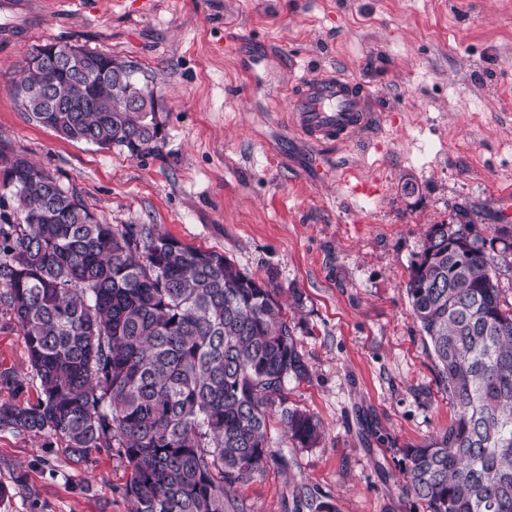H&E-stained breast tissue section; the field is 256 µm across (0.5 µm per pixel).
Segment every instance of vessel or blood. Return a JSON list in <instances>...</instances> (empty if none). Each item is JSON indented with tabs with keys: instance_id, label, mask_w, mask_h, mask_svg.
Masks as SVG:
<instances>
[{
	"instance_id": "1",
	"label": "vessel or blood",
	"mask_w": 512,
	"mask_h": 512,
	"mask_svg": "<svg viewBox=\"0 0 512 512\" xmlns=\"http://www.w3.org/2000/svg\"><path fill=\"white\" fill-rule=\"evenodd\" d=\"M287 101L290 127L315 146L351 141L375 118L367 89L338 71L299 78Z\"/></svg>"
}]
</instances>
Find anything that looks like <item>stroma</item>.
<instances>
[{
	"instance_id": "stroma-1",
	"label": "stroma",
	"mask_w": 512,
	"mask_h": 512,
	"mask_svg": "<svg viewBox=\"0 0 512 512\" xmlns=\"http://www.w3.org/2000/svg\"><path fill=\"white\" fill-rule=\"evenodd\" d=\"M0 156L22 154L108 224H154L272 281L307 367L283 397L325 435L275 455L226 512H428L402 493L400 450L454 416L407 283L431 224L456 208L512 221V0H40L0 8ZM139 68L163 100V140L139 158L66 140L10 90L46 41ZM270 64L259 82L249 61ZM339 70L378 105L356 141L306 143L284 88ZM40 398L24 338L0 306V405ZM114 450L76 462L61 439L0 429V512H131Z\"/></svg>"
}]
</instances>
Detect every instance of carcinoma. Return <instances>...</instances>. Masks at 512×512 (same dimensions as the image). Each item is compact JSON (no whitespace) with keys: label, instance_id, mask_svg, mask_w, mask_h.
Listing matches in <instances>:
<instances>
[{"label":"carcinoma","instance_id":"obj_1","mask_svg":"<svg viewBox=\"0 0 512 512\" xmlns=\"http://www.w3.org/2000/svg\"><path fill=\"white\" fill-rule=\"evenodd\" d=\"M47 42L11 87L58 135L132 157L159 148L155 91L132 64L69 58ZM17 224L0 227V305L24 336L42 397L0 405V429L57 437L76 460L115 448L132 468L133 512H224L272 456L270 412L307 367L278 289L154 224H105L74 190L17 154L0 160ZM457 209L411 263L412 314L455 408L448 429L402 449V490L429 512H512V309L499 264L512 229L488 238ZM300 448L323 427L281 407Z\"/></svg>","mask_w":512,"mask_h":512}]
</instances>
